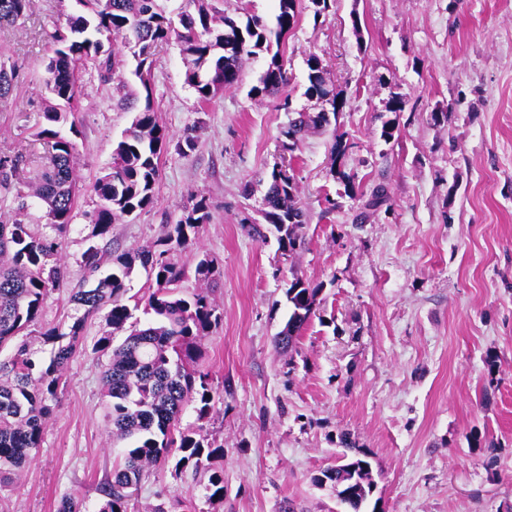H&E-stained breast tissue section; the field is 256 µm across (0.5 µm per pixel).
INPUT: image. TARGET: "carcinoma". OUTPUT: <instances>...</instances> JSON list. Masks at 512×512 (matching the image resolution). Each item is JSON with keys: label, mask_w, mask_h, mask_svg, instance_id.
<instances>
[{"label": "carcinoma", "mask_w": 512, "mask_h": 512, "mask_svg": "<svg viewBox=\"0 0 512 512\" xmlns=\"http://www.w3.org/2000/svg\"><path fill=\"white\" fill-rule=\"evenodd\" d=\"M81 12L66 21V31L52 36L51 55L45 65L48 102L44 108L45 127L39 135L51 145L49 165L29 184L30 193L16 192L17 212L28 208L33 197L45 208L48 223L58 236L50 238L15 218L0 220V488L10 486L32 461L41 446L44 424L58 398L71 359L83 340L87 319L107 306L112 332L126 330L132 318L123 302L135 266H141L154 281L155 289L145 300L150 316L142 326H132L126 338L111 347L112 338L102 336L98 350L110 352L103 376L112 437L129 442L123 462L112 473L101 492L99 512H128L129 489L138 486L146 470L175 461L178 471L190 469L207 476L209 498L224 495V471L214 466L224 449L205 443L196 430L181 428L185 406L195 405L198 418L211 411L212 389L208 373L201 369L202 340L219 324L216 307L205 292L184 295L177 287L183 272L169 254L187 248L198 225L210 219L207 203L197 200L182 219L171 225L160 241L163 249H139L105 259L107 246L92 243L82 255L87 277L70 286L64 269L50 260L61 246L60 236L71 223L76 206L79 179L76 144L62 129L69 115L77 111L80 90L78 65L99 62L113 70L111 50L105 44L119 37L136 62L133 74L139 79L144 105L135 112L131 126L112 151L109 171L97 177L90 191L99 205L89 214L93 236L104 240L112 224L155 202L159 175L158 159L167 133L158 123L148 78L153 49L176 40L184 56L185 81L205 104L215 93L240 81L241 62L257 50L271 54L259 84L251 92L259 96L285 93L289 84L281 47L297 22V0H278L272 21L250 15L245 24L224 14L223 0H189L194 11L180 13V27L172 25L166 0H77ZM31 0H0V26L11 25L27 16ZM306 94L326 104L311 114L300 112L283 131V150L294 154L306 131L329 124L327 113L337 114L343 102L329 88L318 57L307 60ZM23 162L21 156H0V193L13 191L14 179ZM262 224H247V233L257 240L272 236L282 254L305 244L306 215L300 206L298 188L283 168H273L263 197ZM322 286L300 279L285 290L288 319L278 333L277 346L293 347L315 315ZM55 292L69 293L82 315L69 331L49 328L43 342L51 346L49 360L34 357L25 331L38 322L47 299ZM329 482L345 512H364L376 484L369 462L357 455L341 456V463L320 471L313 482Z\"/></svg>", "instance_id": "obj_1"}]
</instances>
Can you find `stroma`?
I'll return each instance as SVG.
<instances>
[{
  "label": "stroma",
  "instance_id": "obj_1",
  "mask_svg": "<svg viewBox=\"0 0 512 512\" xmlns=\"http://www.w3.org/2000/svg\"><path fill=\"white\" fill-rule=\"evenodd\" d=\"M76 0H32L27 17L0 27V59L16 79L0 98V154L22 155L27 179L48 163L35 133L47 91L51 36L78 11ZM299 0L281 46L287 98L256 97L267 66L244 57L240 82L200 103L185 81L176 41L159 44L150 84L168 134L153 206L112 226L113 254L155 245L193 200L210 219L193 243L173 253L184 294L207 292L221 316L202 342L213 402L205 419L186 407L182 426L224 448V495L209 498L206 478L173 466L150 471L132 512H343L313 475L333 465L348 435L371 465L381 512H512V0H336L315 18ZM345 105L335 129L310 130L289 168L306 211L305 245L280 255L244 221L262 219L265 181L282 161V132L296 112L321 109L306 94L309 56ZM73 113L79 172L102 175L112 147L143 105L131 89L104 80L88 63ZM405 110H387L392 96ZM447 113L437 123L433 113ZM398 122L391 141L385 121ZM196 146L182 148L186 131ZM349 148L334 158V133ZM355 174L351 197L338 177ZM386 198L367 208L375 187ZM82 195L60 264L76 284L92 242ZM212 281L198 279L202 255ZM321 285L315 315L291 352L274 343L294 279ZM67 293L47 301L27 341L48 354L42 333L71 324ZM113 332L106 312L85 324L80 351L47 420L39 451L9 490L0 512H56L62 497L98 512L124 444L105 417L95 352Z\"/></svg>",
  "mask_w": 512,
  "mask_h": 512
}]
</instances>
